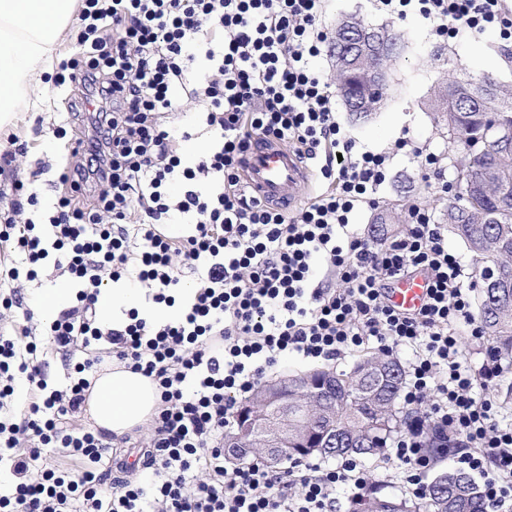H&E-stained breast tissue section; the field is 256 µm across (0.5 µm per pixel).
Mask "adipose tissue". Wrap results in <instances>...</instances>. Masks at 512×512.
Segmentation results:
<instances>
[{"label": "adipose tissue", "mask_w": 512, "mask_h": 512, "mask_svg": "<svg viewBox=\"0 0 512 512\" xmlns=\"http://www.w3.org/2000/svg\"><path fill=\"white\" fill-rule=\"evenodd\" d=\"M74 0H0V127L22 107L46 102L42 75L51 71ZM160 393L149 378L115 364L92 381L87 412L102 430L136 433L158 411Z\"/></svg>", "instance_id": "1"}]
</instances>
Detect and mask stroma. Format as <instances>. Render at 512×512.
I'll return each instance as SVG.
<instances>
[{"label": "stroma", "mask_w": 512, "mask_h": 512, "mask_svg": "<svg viewBox=\"0 0 512 512\" xmlns=\"http://www.w3.org/2000/svg\"><path fill=\"white\" fill-rule=\"evenodd\" d=\"M352 17L375 26L393 24L404 38L402 54L389 69V94L371 118L357 121L344 106L336 108L341 124L357 142L377 152L394 154L391 181L382 191L378 206L361 208L355 222L364 233L378 215L392 211L401 218L405 215V206L411 204L426 205L433 215H440L449 199L448 194L442 192L440 181L426 177L416 159L395 152V143L407 137L440 153L445 170L443 179L453 180L451 159L459 148L449 142L447 129L434 120L435 94L452 74L466 80L490 73L511 88L512 43L501 40L493 30L446 41L435 36L415 16L388 21L374 9L372 0H328L321 23L332 30L341 20ZM68 94V87L51 86L47 104L18 113L13 126L0 130V150L16 157L9 165L0 161V217L6 216L11 207L14 181L24 178L30 165L39 159L46 164L34 184L40 204L29 211L28 216L35 224L45 223L47 211L56 202L61 189L60 169L80 134L78 126L68 122L65 110ZM200 109V103L188 101L181 112L168 118L169 127L180 138L179 149L190 163L198 159L208 141L205 128L195 122ZM64 280L52 261H45L36 280L23 282L21 304L9 308L0 305V332L11 336L20 328H28L30 341L37 345V360L44 365L48 385L53 389L61 388L64 382L65 357L78 361L85 356L80 347L71 354H63L47 336L48 321L35 313L40 295Z\"/></svg>", "instance_id": "35a3bbf8"}]
</instances>
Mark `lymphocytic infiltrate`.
I'll return each mask as SVG.
<instances>
[{
  "instance_id": "lymphocytic-infiltrate-1",
  "label": "lymphocytic infiltrate",
  "mask_w": 512,
  "mask_h": 512,
  "mask_svg": "<svg viewBox=\"0 0 512 512\" xmlns=\"http://www.w3.org/2000/svg\"><path fill=\"white\" fill-rule=\"evenodd\" d=\"M397 20L416 15L436 36L497 29L512 40V0H373ZM326 0H81L79 58L61 62L76 90L69 109L84 133L59 175L69 193L45 234L26 219L38 195L14 185L0 242L16 243L35 280L44 260L67 274L75 298L49 326L59 348L93 347L63 388L48 390L34 344L0 336V512H337L334 492L368 483L360 461H304L274 469L224 466V431L239 403L282 355L329 361L369 348H408L402 398L423 406L389 450L418 499L433 462L427 439L452 443L459 468L478 476L496 512H512V428L491 399L477 398L499 366L471 374L459 332L482 334L465 269L429 209L411 205L406 230L387 244L360 236L355 211L378 203L391 155L359 145L340 126L332 84L311 66L331 33ZM201 102L211 144L187 165L165 122L184 98ZM272 137L316 162L322 188L292 212L263 205L241 188L247 142ZM184 191L171 198L168 188ZM188 224L181 237L161 227ZM326 278H318L319 268ZM429 277L414 313L391 306L385 289L415 270ZM192 275L197 291L179 293ZM145 290L142 308L113 325L97 318L106 282ZM179 307L157 322L153 311ZM156 382L160 408L148 430L141 480L110 478L112 444L79 422L90 374L106 359ZM43 391L22 422L8 423L18 375ZM207 477H198V470Z\"/></svg>"
}]
</instances>
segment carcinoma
I'll return each mask as SVG.
<instances>
[{"mask_svg":"<svg viewBox=\"0 0 512 512\" xmlns=\"http://www.w3.org/2000/svg\"><path fill=\"white\" fill-rule=\"evenodd\" d=\"M334 61L336 88L346 111L365 120L386 98L387 88L363 83L354 87L350 73L364 70L373 57L371 47L336 27L328 43ZM437 111L453 142L463 145L457 167L478 176L475 186L457 190L446 205L443 220L449 231L471 253L476 278L493 268L502 279L487 293L477 290L476 309L488 356L506 363V374L495 388L504 407L512 408V141L499 136L512 130V97L502 94L495 79L476 82L450 79L438 94ZM394 216L377 218L372 237L388 238ZM317 370L289 377L288 405L305 404L312 416L336 422L335 446L319 454L323 459L382 457L388 440L407 424L413 411L401 407L404 368L400 361L382 353H369L348 369H336V386L313 394L308 378ZM345 512H494L482 489L467 472L449 467L429 482L420 501L389 496L369 486L349 497Z\"/></svg>","mask_w":512,"mask_h":512,"instance_id":"cac0c4a2","label":"carcinoma"}]
</instances>
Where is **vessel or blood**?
I'll return each mask as SVG.
<instances>
[{
	"label": "vessel or blood",
	"mask_w": 512,
	"mask_h": 512,
	"mask_svg": "<svg viewBox=\"0 0 512 512\" xmlns=\"http://www.w3.org/2000/svg\"><path fill=\"white\" fill-rule=\"evenodd\" d=\"M242 183L259 199L288 210L300 200V190L311 177V169L297 150L277 141L256 137L241 157ZM428 276L417 270L391 283L387 297L404 313L415 312L425 302Z\"/></svg>",
	"instance_id": "b4317fda"
}]
</instances>
